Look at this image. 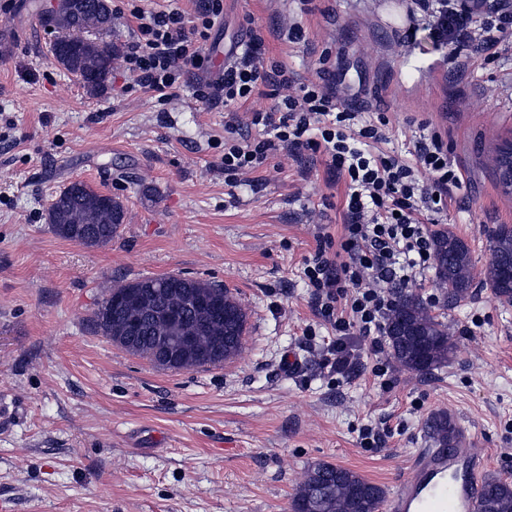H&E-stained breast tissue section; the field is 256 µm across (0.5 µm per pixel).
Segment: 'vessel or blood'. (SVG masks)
Returning <instances> with one entry per match:
<instances>
[{
  "label": "vessel or blood",
  "instance_id": "obj_1",
  "mask_svg": "<svg viewBox=\"0 0 512 512\" xmlns=\"http://www.w3.org/2000/svg\"><path fill=\"white\" fill-rule=\"evenodd\" d=\"M451 426L448 446L417 449L384 512H477L484 457L459 421Z\"/></svg>",
  "mask_w": 512,
  "mask_h": 512
}]
</instances>
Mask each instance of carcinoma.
<instances>
[{
    "mask_svg": "<svg viewBox=\"0 0 512 512\" xmlns=\"http://www.w3.org/2000/svg\"><path fill=\"white\" fill-rule=\"evenodd\" d=\"M109 0H62L40 15L55 32L52 54L64 70L78 77L91 94L102 93L112 73L119 47L112 33ZM123 203L97 192L82 181L65 187L52 201L48 223L55 235L86 244L91 233L109 243L124 223ZM431 249L436 284L450 307L471 295L476 273L468 245L447 227L433 230ZM490 258L482 283L508 302L512 301V225L495 224L488 231ZM202 295L219 305L220 313L190 306ZM139 322L136 355L171 370L178 363L160 359L163 344L173 336H194L198 348L208 351L196 366L220 364L235 357L243 346L247 312L232 293L211 282L166 274L144 277L108 289L93 315L97 332L112 339L131 321ZM222 352L213 353L216 339ZM386 340L396 366L419 376L448 363L454 354L452 333L420 296L402 289L386 315ZM432 441L448 444V412L434 414L426 425ZM384 492L358 472L330 463H320L306 472L293 498V512H379ZM479 512H512V483L497 477L485 481Z\"/></svg>",
    "mask_w": 512,
    "mask_h": 512,
    "instance_id": "carcinoma-1",
    "label": "carcinoma"
}]
</instances>
